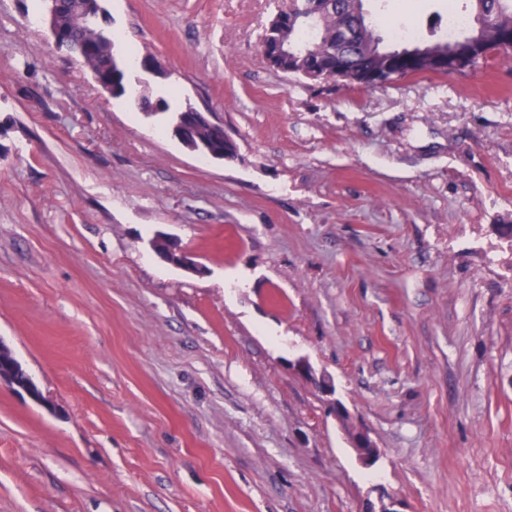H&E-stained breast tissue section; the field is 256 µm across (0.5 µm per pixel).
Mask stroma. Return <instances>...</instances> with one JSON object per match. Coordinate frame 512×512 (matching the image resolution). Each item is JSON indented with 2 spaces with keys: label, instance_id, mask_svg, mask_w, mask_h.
<instances>
[{
  "label": "stroma",
  "instance_id": "1",
  "mask_svg": "<svg viewBox=\"0 0 512 512\" xmlns=\"http://www.w3.org/2000/svg\"><path fill=\"white\" fill-rule=\"evenodd\" d=\"M167 111L0 0V512H512V56L377 87L275 70L281 0H103ZM414 40L448 0H366ZM193 107L238 148L173 134ZM177 240L204 271L163 261ZM328 373L364 468L290 361ZM185 111V110H184ZM177 112V118L174 122L173 130L175 135L183 141L189 148L199 153L202 158L224 161L231 157L225 155L224 151L213 148L208 141H194L191 138V131L195 122L204 115L202 112ZM205 116V115H204ZM2 385H6L16 392L25 393L40 405L48 402L13 352L0 340V386ZM349 439L360 462L365 466H372L378 457V449L370 433L363 428H351L349 429Z\"/></svg>",
  "mask_w": 512,
  "mask_h": 512
}]
</instances>
